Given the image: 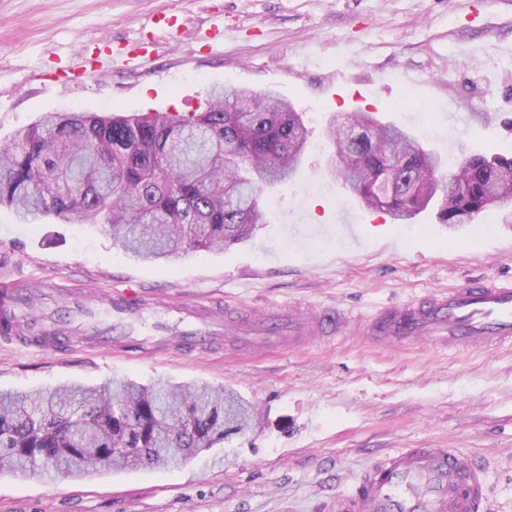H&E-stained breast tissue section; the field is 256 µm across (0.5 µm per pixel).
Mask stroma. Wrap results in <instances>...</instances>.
I'll list each match as a JSON object with an SVG mask.
<instances>
[{
	"label": "stroma",
	"mask_w": 512,
	"mask_h": 512,
	"mask_svg": "<svg viewBox=\"0 0 512 512\" xmlns=\"http://www.w3.org/2000/svg\"><path fill=\"white\" fill-rule=\"evenodd\" d=\"M170 10L175 28L157 26ZM223 25L230 35L212 39ZM144 38L163 49L127 63L120 47ZM102 48L101 70L64 76L71 59ZM215 86L273 90L310 131L303 167L268 193L276 207L265 224L227 250L149 264L102 225L22 224L0 207V279L71 289L36 299L49 318L84 309L56 350L0 341V391L206 383L255 406V428L170 470L53 483L3 473L0 512H325L375 457L401 448H456L485 461L491 512H512L511 346L373 349L346 336L243 355L221 339L179 353L88 344L112 324L109 295L129 287L159 303L135 335L159 336L182 305L218 322L228 306L358 313L511 277L512 224L497 212L454 226L431 211L392 223L330 175L324 130L361 109L445 157H512V0H0V142L48 112H200Z\"/></svg>",
	"instance_id": "stroma-1"
}]
</instances>
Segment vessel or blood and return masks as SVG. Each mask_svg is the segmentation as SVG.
Returning <instances> with one entry per match:
<instances>
[{"mask_svg":"<svg viewBox=\"0 0 512 512\" xmlns=\"http://www.w3.org/2000/svg\"><path fill=\"white\" fill-rule=\"evenodd\" d=\"M20 292L0 282V335H11ZM114 311L138 320L152 304L133 288L114 293ZM175 335L154 339V347L198 344L208 328L205 313L185 310ZM356 327L374 346L421 345L429 349L468 351L512 343V278L464 283L420 298L348 317L340 308H280L273 312L229 310L224 331L248 329L247 347L306 346ZM486 477L470 455L454 448H402L376 458L353 491L337 495L331 512H485Z\"/></svg>","mask_w":512,"mask_h":512,"instance_id":"1","label":"vessel or blood"}]
</instances>
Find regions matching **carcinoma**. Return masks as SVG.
Instances as JSON below:
<instances>
[{
  "mask_svg": "<svg viewBox=\"0 0 512 512\" xmlns=\"http://www.w3.org/2000/svg\"><path fill=\"white\" fill-rule=\"evenodd\" d=\"M331 173L367 207L408 221L433 205L441 224L493 208L512 220V157L464 155L440 184L441 158L367 112L329 126ZM308 142L299 113L272 92L215 90L206 111L105 117L51 112L0 146V207L23 224H105L143 262L224 250L266 223V189L291 180ZM254 425L250 403L207 384L114 380L46 393L0 392V473L55 480L161 470Z\"/></svg>",
  "mask_w": 512,
  "mask_h": 512,
  "instance_id": "cac0c4a2",
  "label": "carcinoma"
}]
</instances>
